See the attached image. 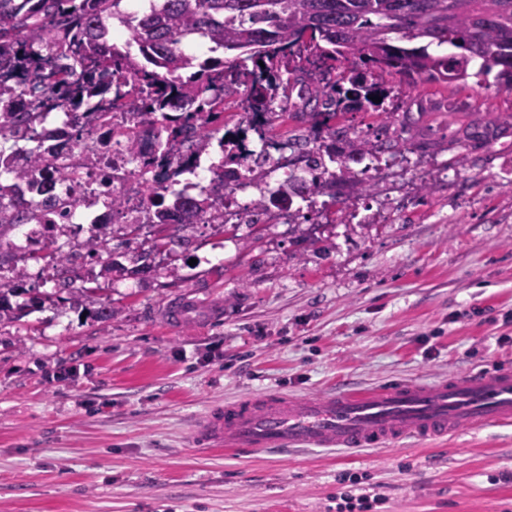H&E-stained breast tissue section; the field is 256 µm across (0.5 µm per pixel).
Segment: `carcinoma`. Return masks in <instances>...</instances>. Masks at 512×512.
Here are the masks:
<instances>
[{
    "label": "carcinoma",
    "instance_id": "1",
    "mask_svg": "<svg viewBox=\"0 0 512 512\" xmlns=\"http://www.w3.org/2000/svg\"><path fill=\"white\" fill-rule=\"evenodd\" d=\"M144 13L125 12L122 0H0V171L22 176L6 166L25 152L35 166L47 135L40 115L82 112L108 103L112 111L92 112L73 126V136L93 132V122L121 114L156 130L151 155L140 157L133 129L112 128L126 138L132 158L145 164L165 160L186 147L193 152L224 125V104L231 99L258 138L287 122L294 162L311 177L309 195H336L339 145L375 155L407 147L401 133L411 126L404 115L393 127L392 113L375 96L389 97L386 77L397 75L409 87L419 82L495 83L512 90V0H149ZM117 17L129 31L119 45L106 20ZM198 37L210 56L199 59L185 45ZM137 46L138 53L131 52ZM234 52L227 61L216 52ZM305 76V97L288 104L279 99L291 81ZM370 107L380 120L378 139L360 137L338 122L347 111ZM512 129V112H471L448 147L484 146ZM240 156L224 155L213 169L215 189L186 198L171 185L150 186L154 219L150 228L173 234L206 222L224 226L226 167ZM180 211L184 221L169 223ZM31 219L28 211L0 208V324L19 318L12 299L34 288H5L3 281L27 277L9 246L14 226Z\"/></svg>",
    "mask_w": 512,
    "mask_h": 512
}]
</instances>
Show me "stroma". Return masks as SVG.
I'll use <instances>...</instances> for the list:
<instances>
[{"label": "stroma", "mask_w": 512, "mask_h": 512, "mask_svg": "<svg viewBox=\"0 0 512 512\" xmlns=\"http://www.w3.org/2000/svg\"><path fill=\"white\" fill-rule=\"evenodd\" d=\"M390 84L384 107L409 113L419 148L383 152L380 180L275 224L195 225L145 273L144 236L118 230L119 273L79 302L29 260L43 302L0 326V512H336L345 472L374 512H512V426L288 461L190 441L210 405L252 392L512 364V133L462 160L448 147L466 113L510 111L512 93ZM177 302L186 317L165 321Z\"/></svg>", "instance_id": "35a3bbf8"}]
</instances>
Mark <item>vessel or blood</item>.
<instances>
[{
    "label": "vessel or blood",
    "instance_id": "1",
    "mask_svg": "<svg viewBox=\"0 0 512 512\" xmlns=\"http://www.w3.org/2000/svg\"><path fill=\"white\" fill-rule=\"evenodd\" d=\"M511 425L512 366L500 365L435 384L345 387L323 398L249 394L196 419L192 443L239 457L288 458L319 448L356 452Z\"/></svg>",
    "mask_w": 512,
    "mask_h": 512
}]
</instances>
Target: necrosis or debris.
Returning <instances> with one entry per match:
<instances>
[{
  "mask_svg": "<svg viewBox=\"0 0 512 512\" xmlns=\"http://www.w3.org/2000/svg\"><path fill=\"white\" fill-rule=\"evenodd\" d=\"M72 121L68 112L43 113L42 122L51 133L44 167L32 174L30 182L13 183L11 191L0 199L1 205L24 206L37 214L35 221L16 226L11 233L10 243L18 254H41L61 240L79 246L92 233L107 241L113 225L149 223L152 206L146 185L172 183L188 197L212 186L209 150L174 158L167 164L146 165L132 160L124 139L113 137L108 129H99L90 141L73 138ZM238 152L255 161L254 175L233 182V193L225 197V206H232L239 193L258 198L277 194L283 179L280 160L272 154L270 143L245 139L240 141ZM72 162L79 168L71 178L50 180L49 170ZM116 192L126 199L118 211L112 208Z\"/></svg>",
  "mask_w": 512,
  "mask_h": 512,
  "instance_id": "4bbe7bcc",
  "label": "necrosis or debris"
}]
</instances>
